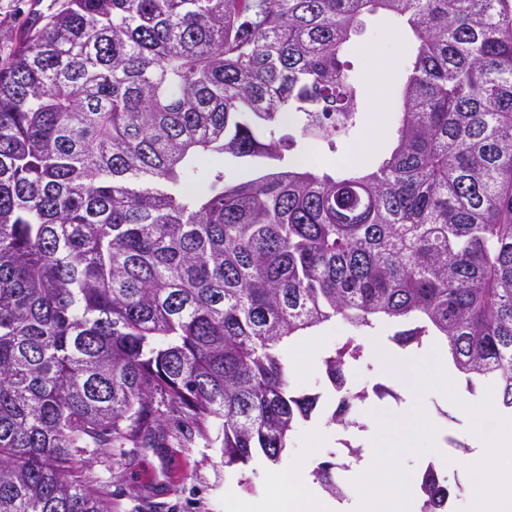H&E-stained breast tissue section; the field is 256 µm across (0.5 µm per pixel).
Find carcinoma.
<instances>
[{
  "label": "carcinoma",
  "instance_id": "obj_1",
  "mask_svg": "<svg viewBox=\"0 0 512 512\" xmlns=\"http://www.w3.org/2000/svg\"><path fill=\"white\" fill-rule=\"evenodd\" d=\"M378 11L417 41L393 142L328 172L309 147L355 135L343 47ZM8 31L0 512H112L89 460L161 447L168 415L186 446L219 424L226 467L278 463L320 399L288 345L336 319L443 340L512 409V0H62ZM362 351L322 362L343 427ZM338 466L314 476L339 498Z\"/></svg>",
  "mask_w": 512,
  "mask_h": 512
}]
</instances>
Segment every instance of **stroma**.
Listing matches in <instances>:
<instances>
[{
    "mask_svg": "<svg viewBox=\"0 0 512 512\" xmlns=\"http://www.w3.org/2000/svg\"><path fill=\"white\" fill-rule=\"evenodd\" d=\"M414 47L411 35L395 18L384 14L364 17L346 55L361 86L365 103L362 123L355 139L339 140L337 152L327 155L325 164H347L350 152L360 146L364 149L361 162L366 165L386 148L389 115L399 109L404 62ZM376 57L384 62L383 72H376L372 65ZM395 330L394 324L380 322L375 329L363 333L364 355L346 373L350 387L371 390L378 383L393 385L381 359L405 356L404 350L391 340ZM319 333L323 342L309 371L291 382L295 389L319 394L318 409L311 424L301 426L291 436L279 465L258 456L246 466L226 467L216 440L217 428H210L207 436L195 438L193 446L186 448L179 428L167 421L163 427L169 436L164 447L132 448L125 454L112 448L92 460V471L112 490V512H270L274 470L287 471L301 464L312 469L325 460L337 462L336 481L347 489L345 503H352L358 496L354 485L356 462L344 458L340 448L346 440L359 445L365 433L355 427L329 424L337 396L322 373L323 358L340 347L349 332L342 321L336 320L320 328ZM418 404L426 415L447 424L450 441L421 454H402L401 461L412 476V492H419L422 474L429 466L448 482L463 481L458 459L471 436L455 411L454 401L442 391L433 388L419 396L403 391L395 398L371 395L360 403L359 417L364 420L379 413L395 420L411 414Z\"/></svg>",
    "mask_w": 512,
    "mask_h": 512,
    "instance_id": "obj_1",
    "label": "stroma"
}]
</instances>
